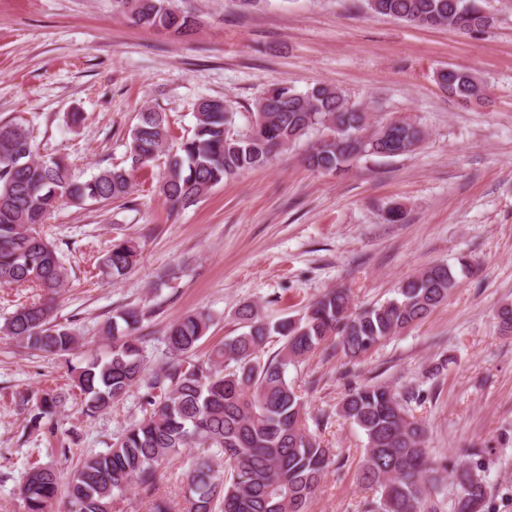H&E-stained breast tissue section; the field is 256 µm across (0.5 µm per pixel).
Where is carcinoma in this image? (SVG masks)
<instances>
[{"instance_id":"1","label":"carcinoma","mask_w":512,"mask_h":512,"mask_svg":"<svg viewBox=\"0 0 512 512\" xmlns=\"http://www.w3.org/2000/svg\"><path fill=\"white\" fill-rule=\"evenodd\" d=\"M112 4L134 26L176 33L194 26V18L173 0ZM366 5L412 25L447 26L462 33L490 28L476 0H366ZM437 80L460 99L486 92L484 82L469 70L444 68ZM233 116L222 98L198 100L192 134L168 159L159 180V192L171 209L196 203L224 180L266 166L279 150L314 129H322V136L303 162L328 174L343 172L362 158L412 153L424 140L423 131L409 122H370L364 107L326 85L304 93L285 83L272 85L258 102L248 134L230 132ZM168 142L166 113L146 108L132 129L129 168L105 169L82 181L67 159L38 156L25 126L0 123V287L40 292L39 300L18 305L5 319L1 335L49 355L77 347L73 330L56 318L68 268L43 234V224L64 204L109 205L125 199L133 188V173L168 154ZM138 257L136 244L120 240L112 244L102 267L121 277ZM458 265L424 268L400 281L393 298L362 309L345 288L326 292L297 318L274 323L257 304H243L237 309L242 332L197 359L210 317L186 313L167 330L172 362L147 384L143 400L150 410L106 452L84 457L65 483L49 466L31 468L20 490L26 512H112L115 496L149 484L159 466L194 444L206 453L190 459L185 470L186 512H306L333 462V449L308 431L306 408L288 381V367L330 344L357 358L422 321L448 298L458 274L471 268L466 256L458 258ZM150 315L136 306L119 311L103 326L109 341L105 352L73 369L72 388L83 396L85 415L110 409L142 381V337L136 332ZM496 318L500 331L511 334L512 304L501 305ZM272 336L282 345L262 362L257 353ZM414 399L374 384L350 391L341 405V416L366 439L358 476L378 493L372 512H437L432 500L437 477L425 429L409 415ZM21 402L31 405L30 429L56 431L60 396L46 393L33 401L23 395ZM451 479L457 488L451 512H484L488 491L482 465L468 460L451 472Z\"/></svg>"}]
</instances>
